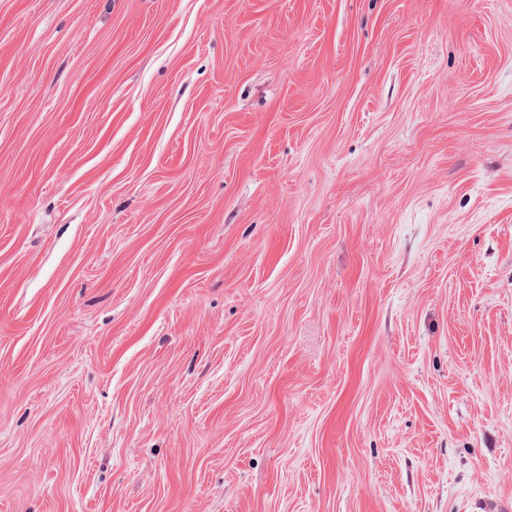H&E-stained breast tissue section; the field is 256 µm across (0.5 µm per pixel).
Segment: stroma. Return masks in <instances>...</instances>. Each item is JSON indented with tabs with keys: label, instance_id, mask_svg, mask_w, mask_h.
<instances>
[{
	"label": "stroma",
	"instance_id": "obj_1",
	"mask_svg": "<svg viewBox=\"0 0 512 512\" xmlns=\"http://www.w3.org/2000/svg\"><path fill=\"white\" fill-rule=\"evenodd\" d=\"M512 507V0H0V512Z\"/></svg>",
	"mask_w": 512,
	"mask_h": 512
}]
</instances>
